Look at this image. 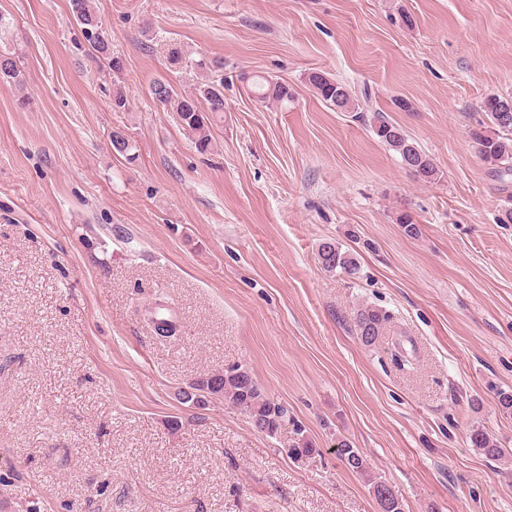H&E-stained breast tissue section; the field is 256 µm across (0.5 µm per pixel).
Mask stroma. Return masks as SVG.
Here are the masks:
<instances>
[{
	"instance_id": "1",
	"label": "stroma",
	"mask_w": 512,
	"mask_h": 512,
	"mask_svg": "<svg viewBox=\"0 0 512 512\" xmlns=\"http://www.w3.org/2000/svg\"><path fill=\"white\" fill-rule=\"evenodd\" d=\"M93 3L120 75L89 58L70 0H0L24 78L0 87V512H380L342 440L404 512H512L492 392L512 389V179L468 135L485 97L512 95V0ZM314 70L369 89L441 180L315 96ZM246 75L293 102L257 104ZM161 78L223 80L208 152L152 99ZM325 241L357 253V278L321 269ZM365 302L395 315L406 365L391 337L352 334ZM162 308L175 337L149 320ZM236 364L294 426L270 438L221 400L181 402ZM298 424L315 452L295 460ZM476 426L509 455L473 448ZM336 450L344 464L368 483L381 512L404 511L402 501L392 486L371 471L366 457L358 448H353L346 441H339Z\"/></svg>"
}]
</instances>
